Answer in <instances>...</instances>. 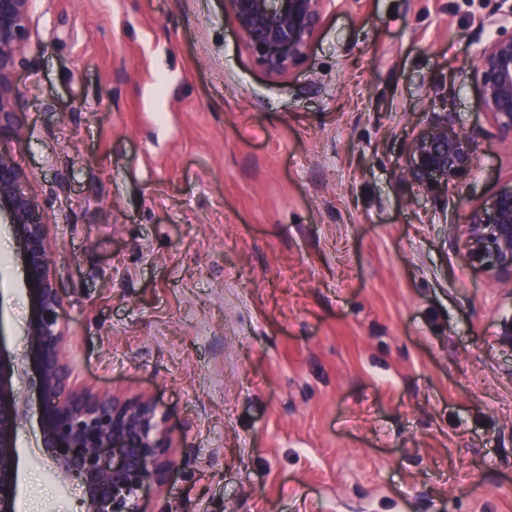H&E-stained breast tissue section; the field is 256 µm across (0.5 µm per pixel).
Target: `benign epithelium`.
Returning <instances> with one entry per match:
<instances>
[{
  "instance_id": "7a95c632",
  "label": "benign epithelium",
  "mask_w": 512,
  "mask_h": 512,
  "mask_svg": "<svg viewBox=\"0 0 512 512\" xmlns=\"http://www.w3.org/2000/svg\"><path fill=\"white\" fill-rule=\"evenodd\" d=\"M32 0H0V139L19 138L22 91L13 80L32 46ZM245 45L269 76L281 78L303 63L336 0H224ZM473 76L481 106L501 144L512 147V33L499 34L475 55ZM437 113L412 139L397 178L436 190L461 183L478 158L475 131H454ZM29 175L0 147V210L24 254L25 286L34 314L30 350L21 361L0 350V512H17V427L26 401L16 385L24 365L37 373L43 401L39 433L60 473L77 477L87 512H139V493L172 461L169 440L150 399L91 395L71 380L67 336L60 323L63 299L48 253L47 222L28 190ZM456 247L469 268L490 282L512 284V181L471 207L458 225Z\"/></svg>"
}]
</instances>
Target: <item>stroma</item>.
<instances>
[{
    "label": "stroma",
    "instance_id": "35a3bbf8",
    "mask_svg": "<svg viewBox=\"0 0 512 512\" xmlns=\"http://www.w3.org/2000/svg\"><path fill=\"white\" fill-rule=\"evenodd\" d=\"M498 0H337L272 78L224 0H35L15 162L49 221L76 388L152 399L142 512H512V287L451 240L512 180L472 65ZM479 134L436 193L396 169L434 114ZM0 221V333L30 349ZM17 429L22 512H84Z\"/></svg>",
    "mask_w": 512,
    "mask_h": 512
}]
</instances>
